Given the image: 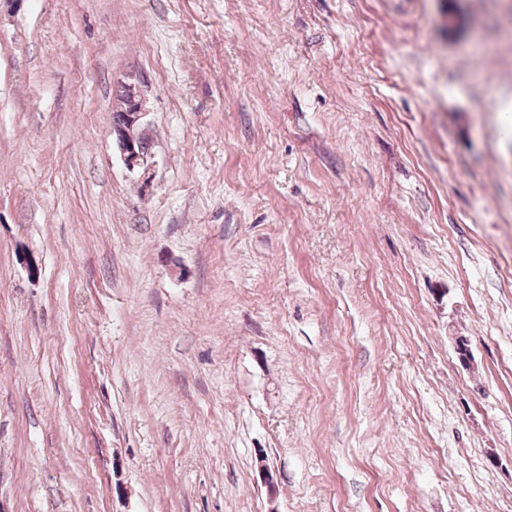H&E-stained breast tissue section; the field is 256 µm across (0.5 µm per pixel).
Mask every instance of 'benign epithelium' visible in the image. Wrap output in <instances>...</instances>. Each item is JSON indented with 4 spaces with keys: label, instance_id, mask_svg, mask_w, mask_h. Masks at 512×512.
Returning <instances> with one entry per match:
<instances>
[{
    "label": "benign epithelium",
    "instance_id": "1",
    "mask_svg": "<svg viewBox=\"0 0 512 512\" xmlns=\"http://www.w3.org/2000/svg\"><path fill=\"white\" fill-rule=\"evenodd\" d=\"M120 84L124 88V99L114 106V111L123 113V118L121 123L112 126V136L127 171L146 181L154 164L151 150L142 147L149 128L150 110L137 76L129 74Z\"/></svg>",
    "mask_w": 512,
    "mask_h": 512
}]
</instances>
